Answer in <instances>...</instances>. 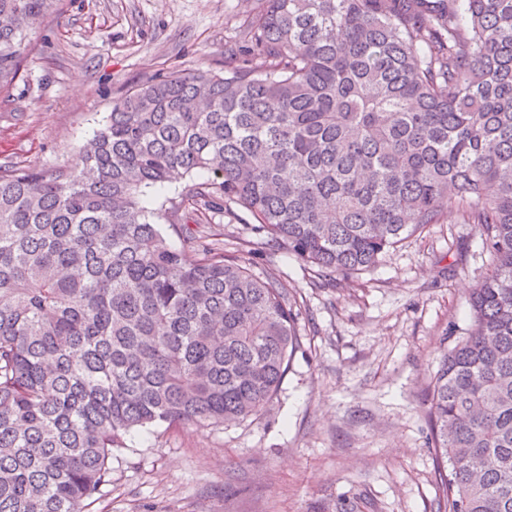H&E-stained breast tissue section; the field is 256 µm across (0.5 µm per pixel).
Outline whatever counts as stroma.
<instances>
[{
  "instance_id": "35a3bbf8",
  "label": "stroma",
  "mask_w": 512,
  "mask_h": 512,
  "mask_svg": "<svg viewBox=\"0 0 512 512\" xmlns=\"http://www.w3.org/2000/svg\"><path fill=\"white\" fill-rule=\"evenodd\" d=\"M259 0H63L37 23L0 96V168L54 170L107 122L112 100L173 70L224 69ZM478 228L449 215L373 269L321 288L295 256L284 281L299 345L256 420L151 427L112 454L93 512H435L430 377L467 336L487 272Z\"/></svg>"
}]
</instances>
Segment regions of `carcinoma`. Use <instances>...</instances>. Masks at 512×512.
<instances>
[{"label":"carcinoma","instance_id":"cac0c4a2","mask_svg":"<svg viewBox=\"0 0 512 512\" xmlns=\"http://www.w3.org/2000/svg\"><path fill=\"white\" fill-rule=\"evenodd\" d=\"M62 2L0 0V94ZM178 171L219 181L147 207ZM182 206L241 217L327 287L450 212L476 225L473 328L428 392L437 512H512V0H262L224 74L148 80L68 166L1 171L0 512H90L133 431L278 392L285 284Z\"/></svg>","mask_w":512,"mask_h":512}]
</instances>
